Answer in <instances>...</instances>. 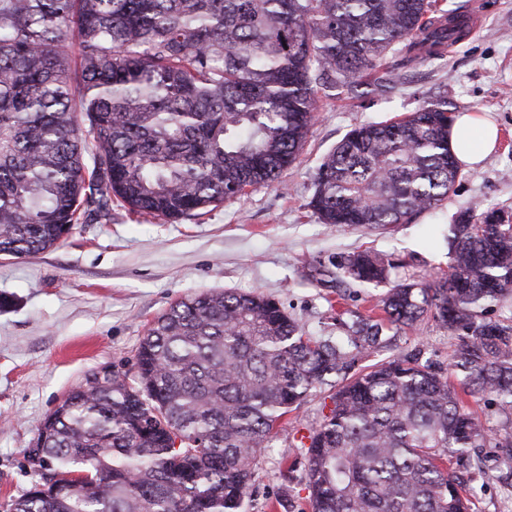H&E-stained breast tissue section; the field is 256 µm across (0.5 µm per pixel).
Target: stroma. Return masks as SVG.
I'll return each instance as SVG.
<instances>
[{"mask_svg":"<svg viewBox=\"0 0 512 512\" xmlns=\"http://www.w3.org/2000/svg\"><path fill=\"white\" fill-rule=\"evenodd\" d=\"M479 29L449 44L446 57L394 69L382 96L320 97L308 142L280 184L224 201L202 218L168 223L135 220L121 208L110 220L75 225L43 253L0 258V293L13 305L0 311V512L38 481L28 456L36 428L89 374L131 370L152 321L176 299L207 290L260 293L315 335H335L327 291L309 280L313 264L370 250L393 265L392 280L429 283L447 272L441 232L470 204L512 213V0H448ZM447 99L460 115L481 112L499 127L497 150L465 169L442 207L380 233L321 223L307 206L322 158L355 125L380 122ZM378 362L403 353L447 365L455 339L436 322L385 333ZM325 392L286 416L253 479L246 512H310L306 460L289 441L297 423L317 424ZM470 512H502L507 467L487 461Z\"/></svg>","mask_w":512,"mask_h":512,"instance_id":"obj_1","label":"stroma"}]
</instances>
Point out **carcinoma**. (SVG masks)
I'll list each match as a JSON object with an SVG mask.
<instances>
[{"label":"carcinoma","instance_id":"1","mask_svg":"<svg viewBox=\"0 0 512 512\" xmlns=\"http://www.w3.org/2000/svg\"><path fill=\"white\" fill-rule=\"evenodd\" d=\"M445 0H0V257L35 256L112 203L170 222L280 183L318 93L391 88L408 65L465 35ZM77 44V59L67 51ZM448 102L351 129L325 157L308 206L323 224L386 230L439 208L461 175ZM469 206L450 225L448 272L399 281L380 314L313 336L262 294L182 298L149 327L136 374L74 387L37 427L44 490L11 512H245L280 420L317 390L331 406L301 434L311 512H469L444 467L484 475L498 448L512 478V215ZM336 292L379 285L356 252L314 268ZM431 318L457 344L444 371L413 354L361 362L386 329ZM500 403L505 435L463 397Z\"/></svg>","mask_w":512,"mask_h":512}]
</instances>
